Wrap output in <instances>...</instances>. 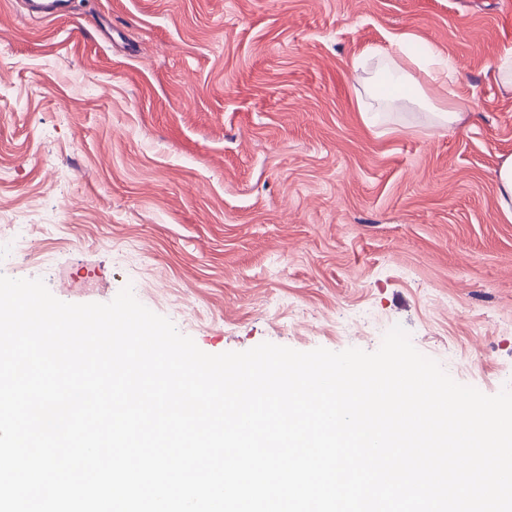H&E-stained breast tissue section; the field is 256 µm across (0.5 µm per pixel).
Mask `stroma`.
<instances>
[{
  "instance_id": "stroma-1",
  "label": "stroma",
  "mask_w": 512,
  "mask_h": 512,
  "mask_svg": "<svg viewBox=\"0 0 512 512\" xmlns=\"http://www.w3.org/2000/svg\"><path fill=\"white\" fill-rule=\"evenodd\" d=\"M0 275L67 303L131 286L209 354L376 351L396 324L512 389V0H0ZM463 121L383 96L370 47ZM376 112V125L361 109ZM27 15L30 18L47 19L63 14L65 0H28ZM419 69L424 70L428 75L433 73L432 78L434 80H448V83L453 82L454 71L450 60L448 61H436L432 56L424 59H410ZM433 66H437L432 69ZM497 182L499 205L506 214L512 215V155L500 163Z\"/></svg>"
}]
</instances>
